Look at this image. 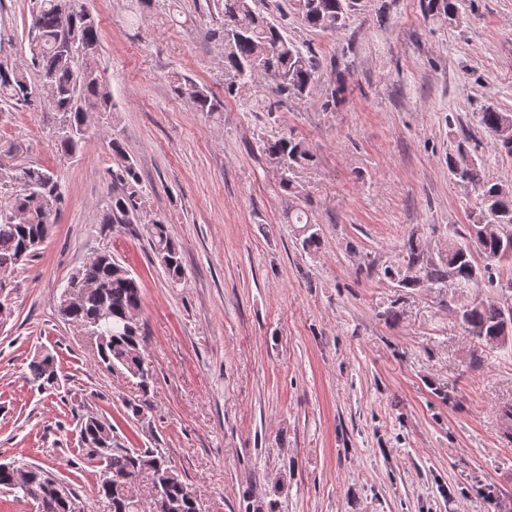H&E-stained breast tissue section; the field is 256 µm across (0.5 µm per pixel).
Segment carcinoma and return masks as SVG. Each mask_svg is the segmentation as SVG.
<instances>
[{
	"mask_svg": "<svg viewBox=\"0 0 512 512\" xmlns=\"http://www.w3.org/2000/svg\"><path fill=\"white\" fill-rule=\"evenodd\" d=\"M302 24L312 30L342 29L357 0H295ZM223 18L224 66L246 84L256 75L272 77L279 96L304 95L311 88L316 64L299 45L285 36L271 19L258 12L255 0H214ZM29 57L11 62L0 59V106L26 105L40 89L47 90L59 116L55 136L64 152L74 154L86 143L91 105L97 112L112 111V96L96 66L100 32L96 20L79 0H33L28 27ZM197 112L213 113L222 105L204 85L187 81L181 87ZM481 125L490 132L499 153L512 156V113L488 107L481 112ZM118 158L111 170L112 191L100 223L138 224L146 201L135 164L125 155L118 139L110 140ZM280 151L295 160H305L308 150L293 139L281 141ZM448 170L460 183L478 191L479 213L470 225L483 266L478 267L467 245L454 244L439 262L424 256L417 242L408 249L407 270L439 283L453 278L467 284L512 263V187L485 176L478 160L461 149L448 158ZM22 190L0 201V289L1 281L18 265L34 256L46 240L57 211L64 201L61 184L53 172L29 166L16 175ZM152 249L168 279L178 284L184 277L181 246L167 232L166 219L155 217ZM76 291L69 306L58 304L60 314L100 337L95 354L98 364L123 369L147 390L152 376L144 367L147 343L140 322L143 296L132 272L108 253L86 262L68 278ZM464 324L477 336L497 345L512 343V307L480 301L461 311ZM28 382L40 391L58 384L56 358L49 353L35 356L28 364ZM83 447L101 462L97 496L112 502V512H140L129 477L143 474L159 486L150 499L152 512H200L181 473L158 448L128 447L121 443L115 427L88 416L80 423ZM26 481L17 485L13 476L0 470V488L42 505L41 512H84L74 494L61 491L60 482L41 466H25Z\"/></svg>",
	"mask_w": 512,
	"mask_h": 512,
	"instance_id": "1",
	"label": "carcinoma"
}]
</instances>
